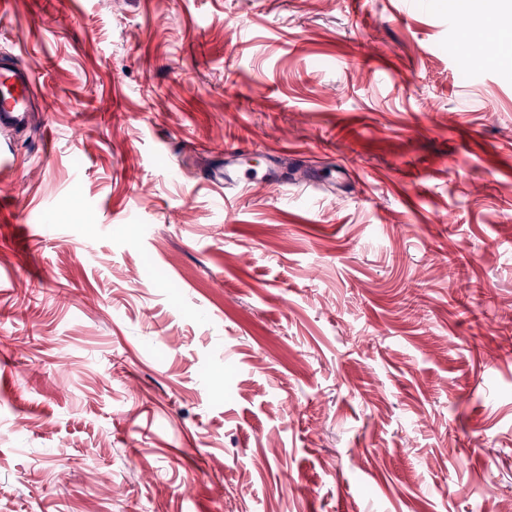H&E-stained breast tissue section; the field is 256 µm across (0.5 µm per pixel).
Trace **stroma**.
Wrapping results in <instances>:
<instances>
[{"instance_id": "35a3bbf8", "label": "stroma", "mask_w": 512, "mask_h": 512, "mask_svg": "<svg viewBox=\"0 0 512 512\" xmlns=\"http://www.w3.org/2000/svg\"><path fill=\"white\" fill-rule=\"evenodd\" d=\"M499 2L0 0L51 100L0 132V512L512 496ZM242 142L325 182H204ZM448 2L452 3V1ZM490 2L489 0H460L452 5L448 3V15L456 24L463 20H476L482 16L483 10L490 5ZM480 4L481 10L478 11Z\"/></svg>"}]
</instances>
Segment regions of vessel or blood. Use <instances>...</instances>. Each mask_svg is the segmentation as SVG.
<instances>
[{
	"instance_id": "obj_1",
	"label": "vessel or blood",
	"mask_w": 512,
	"mask_h": 512,
	"mask_svg": "<svg viewBox=\"0 0 512 512\" xmlns=\"http://www.w3.org/2000/svg\"><path fill=\"white\" fill-rule=\"evenodd\" d=\"M481 0H455L449 5L448 14L454 22L480 18ZM36 95L35 78L31 69L18 66L9 56H0V127L18 130L28 123L31 101ZM249 151L248 146H240L228 157L227 171L213 172L214 180L223 183L228 190H244L262 184L263 178L253 172L235 176L242 158Z\"/></svg>"
}]
</instances>
